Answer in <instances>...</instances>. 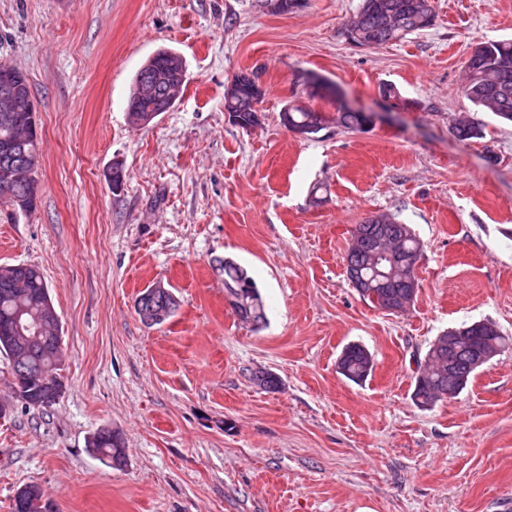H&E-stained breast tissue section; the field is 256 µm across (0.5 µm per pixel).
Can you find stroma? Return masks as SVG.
<instances>
[{"label": "stroma", "instance_id": "35a3bbf8", "mask_svg": "<svg viewBox=\"0 0 512 512\" xmlns=\"http://www.w3.org/2000/svg\"><path fill=\"white\" fill-rule=\"evenodd\" d=\"M362 0H0V61L25 72L40 134L37 206H0V264L37 266L63 325L64 393L17 402L0 358V512L39 485L55 512H498L512 501V347L457 397H412L443 331L490 322L512 337V124L462 96L476 43L512 38V0H435L432 27L372 49L347 21ZM186 62L175 105L147 126L127 112L154 52ZM255 75L257 126L224 112V87ZM330 87L311 99L309 76ZM393 84L412 101L382 100ZM378 113L300 139L292 103ZM483 135L461 141L460 117ZM125 176L113 187L112 168ZM388 214L423 249L419 290L399 313L353 288L354 228ZM256 283L265 318L224 298V258ZM178 306L148 326L141 291ZM364 345L363 384L336 360ZM276 375L277 390L254 381ZM107 427L114 467L87 442ZM89 451L105 462L119 466L125 460V448L122 439L112 429L100 428L88 441Z\"/></svg>", "mask_w": 512, "mask_h": 512}]
</instances>
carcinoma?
I'll return each instance as SVG.
<instances>
[{"label": "carcinoma", "instance_id": "1", "mask_svg": "<svg viewBox=\"0 0 512 512\" xmlns=\"http://www.w3.org/2000/svg\"><path fill=\"white\" fill-rule=\"evenodd\" d=\"M425 0H363L346 31L353 34L357 42L370 48L388 42H398L411 34L426 29L420 23L422 12H433L424 6ZM176 78L170 67L166 50L157 51V57L147 60L137 72L133 84L152 80L163 87ZM463 96L477 109L494 113L504 121L512 122V40L481 41L474 46L465 65V77L461 86ZM30 113L14 112L8 117L0 115V144H10L9 149L0 151V200L12 195L26 196L31 185L13 179L18 167L32 168L38 150L37 136L30 130ZM363 115L360 112H341L336 123L350 129H361ZM453 132L461 140L482 137L480 124L463 121L455 124ZM387 238L386 249H398L405 253L419 252L420 240L411 227L398 221L380 224L366 220L356 226L353 241L346 257V271L350 278L360 281L376 293V297L361 294L373 307L380 308L385 302L399 309L398 298L403 292L397 280L378 277L370 265L369 255ZM240 281L255 285L247 270L240 265L224 267V292L232 293V286ZM39 301L47 309L54 304L43 273L39 268L23 265L17 269L0 265V356L8 360V370L18 390V401L28 407H47L54 403L53 393L63 387L59 371L63 360L61 348L62 323L56 318L43 324L38 341L25 344L17 336L30 335L16 329L14 315L17 308L26 302ZM175 297L167 293L157 295L141 294L135 303L138 316L153 315L174 310ZM507 345L501 334L486 336L473 327L460 336L449 347L443 348L447 362L440 366L416 368L413 399L422 407L448 397H456L475 377L471 369L474 354L482 346L503 349ZM343 359L338 364L340 374L354 383L365 381L373 370V360L367 349L358 343H351L342 350ZM89 451L97 458L115 466L125 460L122 439L114 431L103 427L88 441ZM12 512H53L52 503L45 498L42 488L36 484L18 488L11 503Z\"/></svg>", "mask_w": 512, "mask_h": 512}]
</instances>
